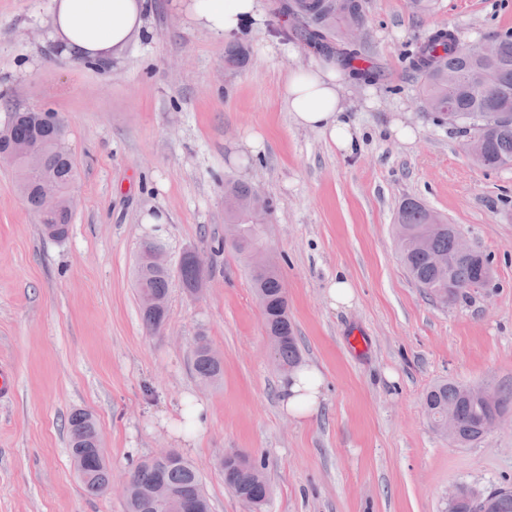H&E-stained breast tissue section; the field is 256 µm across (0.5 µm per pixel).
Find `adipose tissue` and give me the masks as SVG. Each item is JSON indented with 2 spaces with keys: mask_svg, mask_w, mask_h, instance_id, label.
<instances>
[{
  "mask_svg": "<svg viewBox=\"0 0 512 512\" xmlns=\"http://www.w3.org/2000/svg\"><path fill=\"white\" fill-rule=\"evenodd\" d=\"M152 0H54L50 38L76 61L107 65L143 29ZM176 8L219 38L240 33L258 19V0H177ZM341 75L330 64L290 70L281 84L283 102L298 126L320 131L337 151L352 153L357 136L341 107ZM323 375L304 364L284 375L279 395L284 411L307 418L320 406Z\"/></svg>",
  "mask_w": 512,
  "mask_h": 512,
  "instance_id": "adipose-tissue-1",
  "label": "adipose tissue"
}]
</instances>
